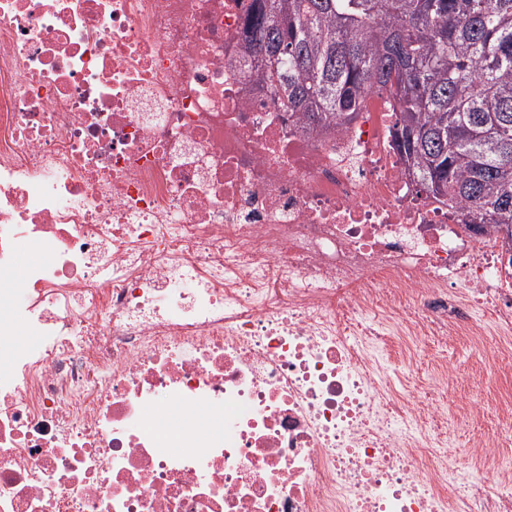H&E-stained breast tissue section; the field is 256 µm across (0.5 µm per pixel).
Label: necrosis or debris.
<instances>
[{"mask_svg":"<svg viewBox=\"0 0 512 512\" xmlns=\"http://www.w3.org/2000/svg\"><path fill=\"white\" fill-rule=\"evenodd\" d=\"M253 0H0V512H512L495 388L512 268L425 198L398 103L299 126L245 52ZM401 350L383 362L375 347ZM437 356H446L458 367L457 379L448 383V400L457 401L480 394L474 382L482 379L484 365L476 350L465 339L453 340L447 344L427 341L418 358L417 377L411 383L412 389L419 390L424 386L433 368L432 359ZM485 402L484 417L479 419L457 418L448 426L449 442L457 446H465L474 436L487 433L496 427L498 397L490 395L488 389L483 391Z\"/></svg>","mask_w":512,"mask_h":512,"instance_id":"1","label":"necrosis or debris"}]
</instances>
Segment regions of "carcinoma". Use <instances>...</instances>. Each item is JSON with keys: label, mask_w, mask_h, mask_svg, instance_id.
<instances>
[{"label": "carcinoma", "mask_w": 512, "mask_h": 512, "mask_svg": "<svg viewBox=\"0 0 512 512\" xmlns=\"http://www.w3.org/2000/svg\"><path fill=\"white\" fill-rule=\"evenodd\" d=\"M246 29L283 111L317 129L395 95L420 190L512 237V0H256Z\"/></svg>", "instance_id": "carcinoma-1"}]
</instances>
